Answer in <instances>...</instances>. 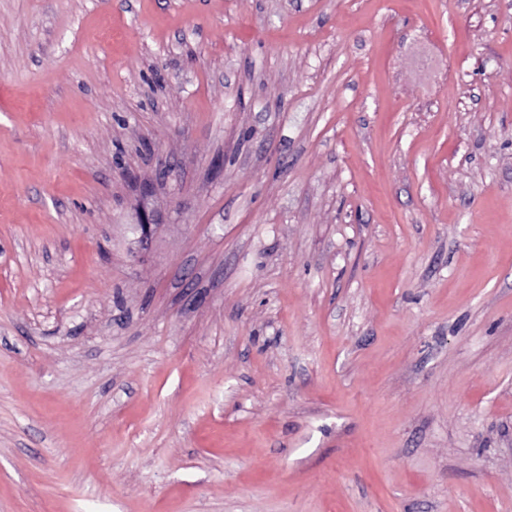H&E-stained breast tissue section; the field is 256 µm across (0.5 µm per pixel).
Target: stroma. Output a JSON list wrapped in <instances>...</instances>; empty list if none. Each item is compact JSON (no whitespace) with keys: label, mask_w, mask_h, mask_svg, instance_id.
Listing matches in <instances>:
<instances>
[{"label":"stroma","mask_w":512,"mask_h":512,"mask_svg":"<svg viewBox=\"0 0 512 512\" xmlns=\"http://www.w3.org/2000/svg\"><path fill=\"white\" fill-rule=\"evenodd\" d=\"M0 512H512V0H0Z\"/></svg>","instance_id":"35a3bbf8"}]
</instances>
